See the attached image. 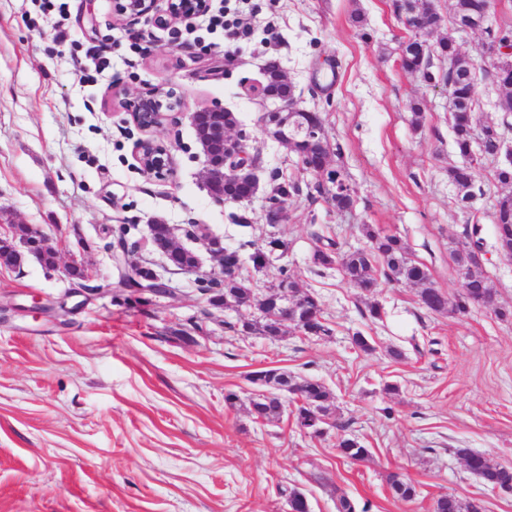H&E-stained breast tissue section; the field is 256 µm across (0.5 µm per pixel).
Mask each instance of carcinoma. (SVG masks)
Returning a JSON list of instances; mask_svg holds the SVG:
<instances>
[{"label":"carcinoma","instance_id":"carcinoma-1","mask_svg":"<svg viewBox=\"0 0 512 512\" xmlns=\"http://www.w3.org/2000/svg\"><path fill=\"white\" fill-rule=\"evenodd\" d=\"M494 0H452L454 23L464 16L478 12L483 6L493 4ZM397 10L404 15L405 24L414 25L415 18H420L424 30L432 33L443 23L440 12H431L418 0H402L396 4ZM453 59L456 70L452 72L441 68L434 69V62L444 63ZM399 66L409 75L419 76L429 85L442 84L448 89L453 106L452 131L455 148L462 162L448 168V180L457 191V202L463 206L483 192L478 185L476 164L477 154L495 156L501 151L498 129L490 125L477 127L474 110L479 104L478 88L481 66L466 56L460 49L453 35L443 37L426 46L414 41L404 42L398 55ZM280 66L270 62L264 68L263 90L274 100L294 98L291 84L282 83L277 79L276 72ZM500 94L495 106L500 112L512 114V72L500 78L497 84ZM288 138L292 140L289 149L297 155L302 169L313 170L314 173L326 176L327 185H318V192L336 208L338 212L352 209L354 205L353 191L346 182L341 168H328L330 143L316 112L297 110L288 118ZM496 243L498 248L504 245L512 247V191L497 199L494 212ZM363 236L367 246L349 253L339 250L332 240L316 247L312 254L313 270L319 274L336 266L341 267L347 279L358 288L360 293L369 296L379 288L374 264L380 262L384 267V276L391 281L421 287L420 301L423 307L433 313H464L471 304H486L496 295V289L483 269L469 276L463 295L451 298L432 286L427 268L413 262L409 257L408 248L403 239L395 234H384L370 224L362 225ZM481 250L484 238L478 226L466 231V242L463 248L454 252V260L459 270L469 269L475 262L476 255L471 247ZM247 257L239 260V266L251 265L252 269L261 271L268 267L269 255L274 251H288V240L283 236L273 235L263 245L249 244ZM275 291L257 297L250 281L238 272L233 277L224 278V287L211 296L215 306L254 307L260 312V318L243 320L238 324H228V328L248 336L259 334L276 337L281 335L283 323L278 318L282 304L294 309L293 327L315 336H329L331 329L320 320L321 305L317 296L309 291H299L298 279L289 271L288 266L279 267L275 283L271 284ZM252 382L263 387L267 396L261 402L250 401V411L256 416L270 420L281 415L283 404L280 393L288 391L296 395L292 402L296 421L302 427H309L307 422L311 408L319 407L327 410L330 399L328 388L310 377H298L286 371L267 370L261 377H252ZM340 448V456L353 461H362L369 457V450L360 446L350 438H340L336 442ZM460 453L473 456L478 463L474 475L488 485L496 483H512V467H504L493 463L484 454L463 448Z\"/></svg>","mask_w":512,"mask_h":512}]
</instances>
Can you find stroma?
I'll return each instance as SVG.
<instances>
[{"instance_id":"1","label":"stroma","mask_w":512,"mask_h":512,"mask_svg":"<svg viewBox=\"0 0 512 512\" xmlns=\"http://www.w3.org/2000/svg\"><path fill=\"white\" fill-rule=\"evenodd\" d=\"M38 2L0 0V235L13 222L35 225L62 262L87 275L73 280L31 257L0 267V512H288L292 490L310 512H337L340 492L355 512H434L444 495L512 512V494L484 487L459 455L467 448L512 466V317L475 305L432 313L418 287L384 281L373 319L340 269L312 271L318 238L353 251L365 247L361 227L370 224L399 235L433 286L457 297L464 279L453 253L478 224L481 265L512 310V258L496 249L493 219L503 158L479 157L484 193L460 207L448 180L460 161L451 103L400 69L397 47L409 32L396 0H256L258 12L242 13L250 38L206 55L172 40L188 22L170 19L167 0L135 20L118 14L117 0H64L61 15ZM134 42L150 53L131 56ZM94 47L110 65L96 82H80L74 61ZM272 59L297 106L320 113L338 148L330 162L354 192L351 211L336 212L316 191L319 175L265 131L272 103L244 84ZM164 83L177 107L160 127L140 129L134 102ZM413 99L425 114L419 128ZM216 105L236 112L248 136L260 178L252 202L216 203L203 181L189 115ZM146 139L170 150L173 178L143 171ZM277 172L300 187L279 229L283 263L318 297L328 336L289 325L275 338L240 335L229 326L252 309L214 307L200 286L221 273L197 226L229 248L263 243L276 230L263 198ZM241 214L249 225L238 224ZM158 221L198 254L200 273L171 270L147 243ZM120 224L130 228L122 239ZM118 253L162 275L169 293L125 289ZM35 302L50 315L31 312ZM357 333L369 350L355 346ZM266 369L330 390L323 436L288 412L252 416L251 378ZM230 392L240 398L233 408L224 403ZM341 437L369 457L339 458ZM393 475L415 486L412 500L393 498Z\"/></svg>"}]
</instances>
